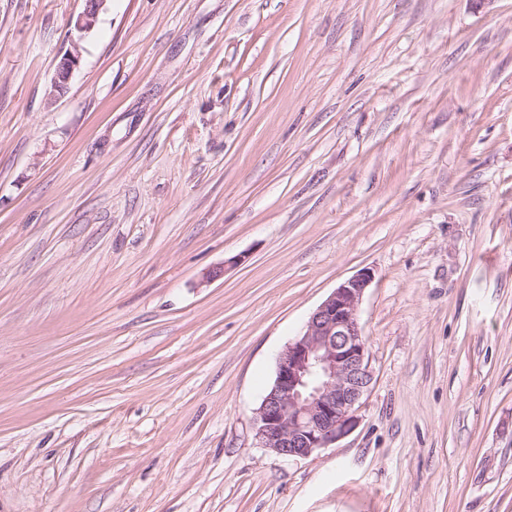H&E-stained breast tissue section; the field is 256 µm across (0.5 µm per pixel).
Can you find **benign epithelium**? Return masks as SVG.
I'll list each match as a JSON object with an SVG mask.
<instances>
[{
  "label": "benign epithelium",
  "instance_id": "7a95c632",
  "mask_svg": "<svg viewBox=\"0 0 512 512\" xmlns=\"http://www.w3.org/2000/svg\"><path fill=\"white\" fill-rule=\"evenodd\" d=\"M108 0H84L70 23L67 50L52 91L61 93L80 63L81 43ZM371 282L367 272L339 284L280 352L273 383L254 411L255 440L284 457L306 458L336 443L356 426L360 401L372 383L358 306Z\"/></svg>",
  "mask_w": 512,
  "mask_h": 512
}]
</instances>
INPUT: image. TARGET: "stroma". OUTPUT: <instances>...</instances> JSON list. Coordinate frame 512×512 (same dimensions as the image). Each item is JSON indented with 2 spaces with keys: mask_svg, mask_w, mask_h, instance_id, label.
<instances>
[{
  "mask_svg": "<svg viewBox=\"0 0 512 512\" xmlns=\"http://www.w3.org/2000/svg\"><path fill=\"white\" fill-rule=\"evenodd\" d=\"M83 7L0 0V512H512V0H109L51 96ZM363 271L356 427L259 447Z\"/></svg>",
  "mask_w": 512,
  "mask_h": 512,
  "instance_id": "1",
  "label": "stroma"
}]
</instances>
